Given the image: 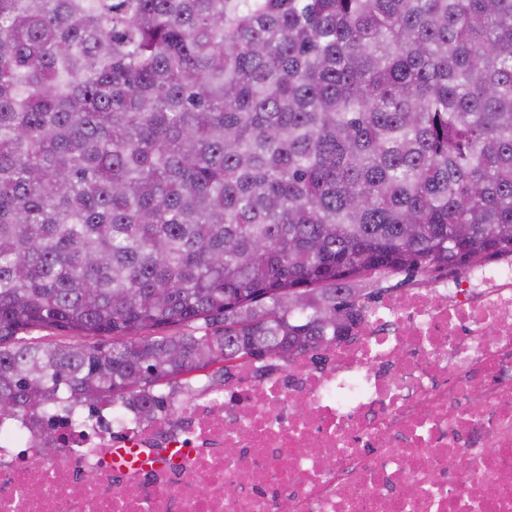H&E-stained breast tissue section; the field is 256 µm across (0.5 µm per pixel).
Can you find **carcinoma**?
<instances>
[{"instance_id": "1", "label": "carcinoma", "mask_w": 512, "mask_h": 512, "mask_svg": "<svg viewBox=\"0 0 512 512\" xmlns=\"http://www.w3.org/2000/svg\"><path fill=\"white\" fill-rule=\"evenodd\" d=\"M509 257L512 0H0V415L153 420Z\"/></svg>"}]
</instances>
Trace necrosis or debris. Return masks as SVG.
Masks as SVG:
<instances>
[{"label":"necrosis or debris","instance_id":"4bbe7bcc","mask_svg":"<svg viewBox=\"0 0 512 512\" xmlns=\"http://www.w3.org/2000/svg\"><path fill=\"white\" fill-rule=\"evenodd\" d=\"M475 274L372 306L327 372L245 367L170 420L0 417V512H512V264Z\"/></svg>","mask_w":512,"mask_h":512}]
</instances>
